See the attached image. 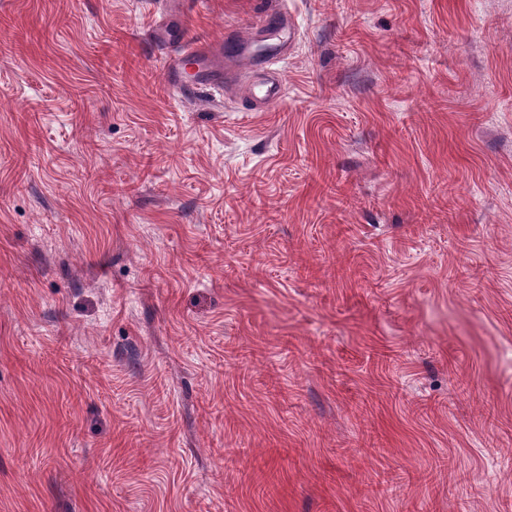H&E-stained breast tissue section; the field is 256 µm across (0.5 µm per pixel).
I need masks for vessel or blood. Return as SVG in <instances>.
<instances>
[{"mask_svg": "<svg viewBox=\"0 0 512 512\" xmlns=\"http://www.w3.org/2000/svg\"><path fill=\"white\" fill-rule=\"evenodd\" d=\"M256 26L264 34L277 37L276 53L280 56L286 54L297 39L298 30L292 17L282 10L263 14ZM152 36L159 43L174 40L179 43L178 51L165 57L162 62V70L169 86L182 92L200 86L223 88L224 70L218 61L220 52L215 47L204 41L176 40L174 32L163 25L154 28ZM251 96L262 107L274 105L283 96L281 79L270 77L256 83Z\"/></svg>", "mask_w": 512, "mask_h": 512, "instance_id": "1", "label": "vessel or blood"}]
</instances>
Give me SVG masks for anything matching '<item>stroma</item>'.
Returning <instances> with one entry per match:
<instances>
[{
	"label": "stroma",
	"mask_w": 512,
	"mask_h": 512,
	"mask_svg": "<svg viewBox=\"0 0 512 512\" xmlns=\"http://www.w3.org/2000/svg\"><path fill=\"white\" fill-rule=\"evenodd\" d=\"M274 2L0 0V512H512V0ZM256 28L271 37L281 36L283 39L282 43V41L276 37L279 41L278 43H274L276 53L268 57L264 63H268L277 56L286 54L288 48L290 49L297 39L298 28H296L291 14L288 16L286 11L278 10L263 14L256 22ZM220 51L206 41H179L178 51L164 57L162 70L169 86L189 92L199 86L223 89L224 68L218 58ZM191 77V81L187 78ZM251 96L261 107L268 108L279 102L283 96L282 80L270 77L253 86Z\"/></svg>",
	"instance_id": "35a3bbf8"
}]
</instances>
